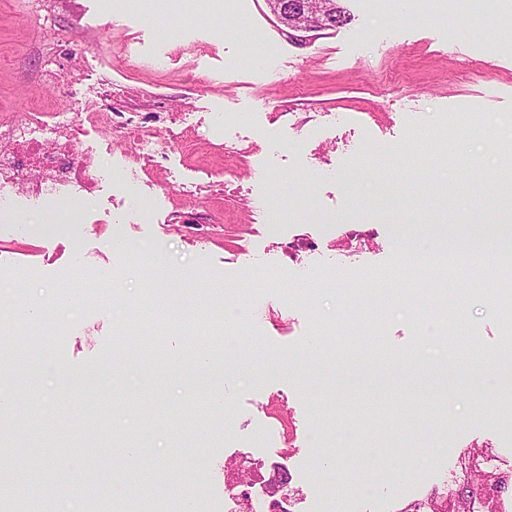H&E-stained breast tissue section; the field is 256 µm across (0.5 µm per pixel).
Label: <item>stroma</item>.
<instances>
[{
    "mask_svg": "<svg viewBox=\"0 0 512 512\" xmlns=\"http://www.w3.org/2000/svg\"><path fill=\"white\" fill-rule=\"evenodd\" d=\"M101 0H0V120L31 96L55 112L100 109L112 93L116 112H173L184 125L158 121L155 154H128L135 125L85 145L105 166L126 169L134 190L107 186L80 215L84 239L74 259L68 232L41 211L15 205V229L0 227V303L68 290V309L45 327L55 361L12 364L17 427L36 441L0 447V484L18 462L44 471L30 486L35 505L55 498L76 462L89 473H126L122 455L86 456L81 395L111 412L118 397L151 395L146 422L113 414L109 433L139 429L144 462L165 468L173 485L195 479L193 512L224 498V461L241 453L276 459L288 448L290 487H304L298 512L344 502L350 484L380 474L356 512H391L416 497L441 494L475 447L512 462V427L474 375L475 360L501 361L512 349V281L495 290L436 279L417 286L395 277L406 238L512 240V204L490 219L487 177L512 158V40L491 0L471 24L456 0H343L349 24L292 38L267 0H142L133 12L103 11ZM224 23L215 30L213 20ZM75 39L65 42L58 34ZM270 47L273 71L260 73L252 32ZM77 55L75 93L34 88L54 56ZM150 200L142 220L134 196ZM366 242L349 248L350 229ZM162 263L183 305L151 288L149 271H127L113 242ZM109 272L113 287L95 276ZM169 309L173 327L150 331V348L124 365L120 385L91 368L133 344L145 301ZM441 315L444 345L428 348L413 311ZM229 330L232 353L262 377L192 367L168 358L210 352L215 326ZM298 360L282 372V356ZM466 381L449 438L428 419L408 422L415 440L370 458L314 448L311 430L335 438L372 402L408 401L427 409L430 395ZM226 390L223 414L208 392ZM414 470L403 472L405 461Z\"/></svg>",
    "mask_w": 512,
    "mask_h": 512,
    "instance_id": "35a3bbf8",
    "label": "stroma"
}]
</instances>
